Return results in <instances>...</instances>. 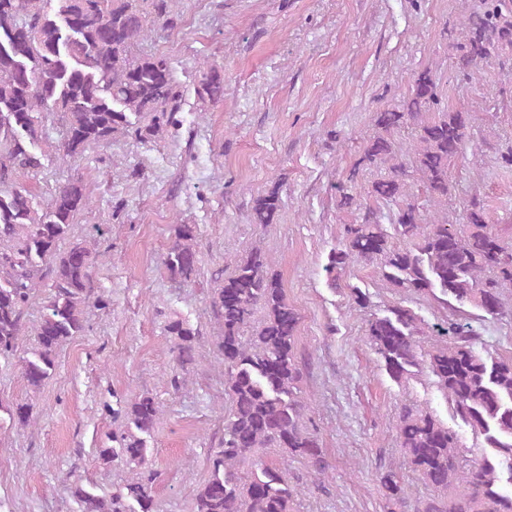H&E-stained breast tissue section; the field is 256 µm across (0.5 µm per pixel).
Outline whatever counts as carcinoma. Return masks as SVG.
<instances>
[{
    "instance_id": "obj_1",
    "label": "carcinoma",
    "mask_w": 512,
    "mask_h": 512,
    "mask_svg": "<svg viewBox=\"0 0 512 512\" xmlns=\"http://www.w3.org/2000/svg\"><path fill=\"white\" fill-rule=\"evenodd\" d=\"M169 2L0 0V359L16 354L25 308L36 288L50 280L35 347L23 359V379L34 392L53 374L60 348L85 331L91 253L81 242L64 252L59 246L92 197L86 183L71 180L38 209L35 195L16 186L15 176L42 167L38 149L54 113L62 121L56 151L63 160L119 135L157 138L174 124L178 94L172 62L139 52L149 36L147 7L163 28L175 27ZM447 39L460 77L474 79L494 65L512 76V64L502 60L512 48L506 0H473L447 29ZM196 93L203 103L224 98L223 71L204 68ZM471 122L467 110L444 102L438 66H425L412 74L400 103L375 113L355 166L336 185L339 206L353 207L360 216L343 226L342 244L326 270L374 264L393 286L430 296L451 310L443 329L450 341L427 351L418 318L405 306L374 312L366 324V340L388 375L400 382L412 369L426 368L446 396L452 419L470 428L485 449L480 459L465 462L455 429L403 407L396 424L400 447L433 489L417 512H512V494L502 492L503 484L512 485V356L478 350L466 310L492 318L512 314L505 298V290L512 289V246L503 242L478 196L453 218L447 209L453 189L448 165L465 155ZM409 127L413 137L406 143L399 135ZM383 166L388 172L364 195L388 207L386 212L365 205L356 185L359 171ZM410 168L425 188L423 204L410 192ZM281 206L274 184L253 197L251 223H273ZM196 233L194 224L177 227L165 260L174 280L188 281L196 271ZM269 264L263 251H251L212 297V312L223 326L217 347L230 408L193 512H292L295 490L281 468L254 459L258 448H279L316 476L329 469L317 435L303 424L308 407L300 396L295 351L300 316L279 280L268 275ZM258 309L265 319L255 327ZM165 332L182 371L173 378L176 387L195 361L199 331L176 318ZM160 415L149 395L128 404L124 428L112 433V445L97 449V460L131 469L137 478L108 496L74 480L69 491L79 512H157L147 450ZM379 482L385 512H401L406 497L398 472L385 471Z\"/></svg>"
}]
</instances>
